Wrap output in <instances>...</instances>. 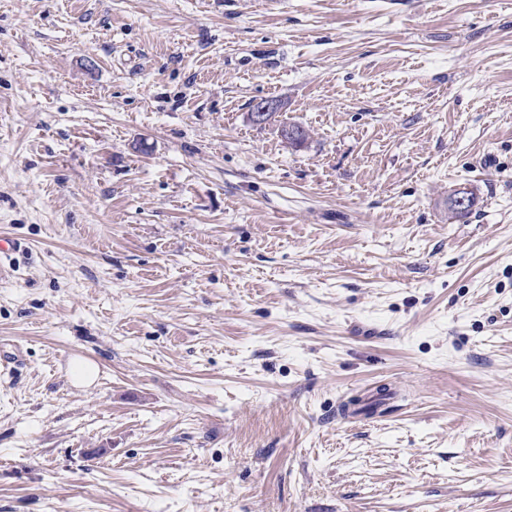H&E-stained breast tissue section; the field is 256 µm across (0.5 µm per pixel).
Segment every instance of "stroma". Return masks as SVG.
Returning a JSON list of instances; mask_svg holds the SVG:
<instances>
[{
  "label": "stroma",
  "mask_w": 512,
  "mask_h": 512,
  "mask_svg": "<svg viewBox=\"0 0 512 512\" xmlns=\"http://www.w3.org/2000/svg\"><path fill=\"white\" fill-rule=\"evenodd\" d=\"M1 234L0 512H512V0H0Z\"/></svg>",
  "instance_id": "1"
}]
</instances>
